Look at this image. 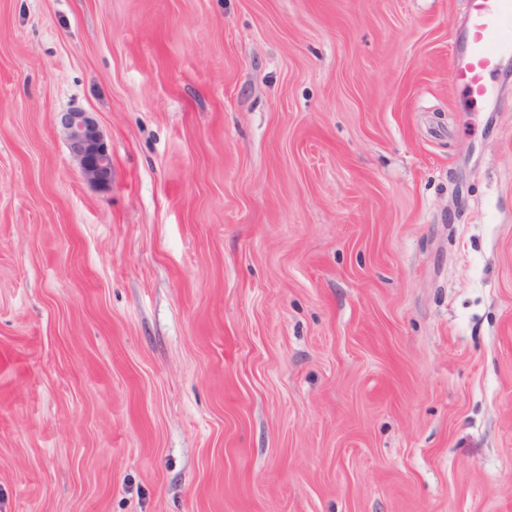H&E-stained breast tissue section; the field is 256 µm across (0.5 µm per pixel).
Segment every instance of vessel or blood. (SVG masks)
<instances>
[{"mask_svg": "<svg viewBox=\"0 0 512 512\" xmlns=\"http://www.w3.org/2000/svg\"><path fill=\"white\" fill-rule=\"evenodd\" d=\"M464 40L448 62V80L470 101H487L502 58L512 57V0H466Z\"/></svg>", "mask_w": 512, "mask_h": 512, "instance_id": "vessel-or-blood-1", "label": "vessel or blood"}]
</instances>
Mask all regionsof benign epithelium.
Returning <instances> with one entry per match:
<instances>
[{"instance_id":"1","label":"benign epithelium","mask_w":512,"mask_h":512,"mask_svg":"<svg viewBox=\"0 0 512 512\" xmlns=\"http://www.w3.org/2000/svg\"><path fill=\"white\" fill-rule=\"evenodd\" d=\"M60 123L70 151L84 177L107 185L112 181V154L90 113L73 110L61 115Z\"/></svg>"}]
</instances>
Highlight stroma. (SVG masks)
Returning <instances> with one entry per match:
<instances>
[{
  "label": "stroma",
  "instance_id": "obj_1",
  "mask_svg": "<svg viewBox=\"0 0 512 512\" xmlns=\"http://www.w3.org/2000/svg\"><path fill=\"white\" fill-rule=\"evenodd\" d=\"M464 11L0 0V512H512V61L449 85ZM60 123L70 151L84 177L107 185L112 181V154L89 112L73 110L61 115Z\"/></svg>",
  "mask_w": 512,
  "mask_h": 512
}]
</instances>
